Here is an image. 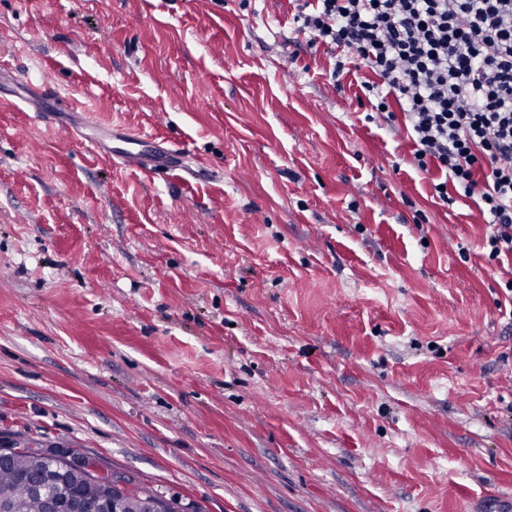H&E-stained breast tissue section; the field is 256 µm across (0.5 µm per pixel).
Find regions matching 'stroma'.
Returning <instances> with one entry per match:
<instances>
[{
    "mask_svg": "<svg viewBox=\"0 0 512 512\" xmlns=\"http://www.w3.org/2000/svg\"><path fill=\"white\" fill-rule=\"evenodd\" d=\"M293 14L0 0V437L207 512H512L486 221ZM115 123L186 169L87 143Z\"/></svg>",
    "mask_w": 512,
    "mask_h": 512,
    "instance_id": "stroma-1",
    "label": "stroma"
}]
</instances>
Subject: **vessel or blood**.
<instances>
[{
  "instance_id": "b4317fda",
  "label": "vessel or blood",
  "mask_w": 512,
  "mask_h": 512,
  "mask_svg": "<svg viewBox=\"0 0 512 512\" xmlns=\"http://www.w3.org/2000/svg\"><path fill=\"white\" fill-rule=\"evenodd\" d=\"M109 136L114 144L112 154L124 167L138 171L165 172L183 167L184 157L181 153L151 142L147 135L131 131L124 125H113Z\"/></svg>"
}]
</instances>
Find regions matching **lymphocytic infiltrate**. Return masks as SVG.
Listing matches in <instances>:
<instances>
[{"instance_id": "1", "label": "lymphocytic infiltrate", "mask_w": 512, "mask_h": 512, "mask_svg": "<svg viewBox=\"0 0 512 512\" xmlns=\"http://www.w3.org/2000/svg\"><path fill=\"white\" fill-rule=\"evenodd\" d=\"M311 45L376 80L365 89L388 121L403 118L419 170L440 171L436 197L473 200L491 231L489 260L512 259V0H295Z\"/></svg>"}]
</instances>
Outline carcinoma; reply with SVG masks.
<instances>
[{
    "label": "carcinoma",
    "mask_w": 512,
    "mask_h": 512,
    "mask_svg": "<svg viewBox=\"0 0 512 512\" xmlns=\"http://www.w3.org/2000/svg\"><path fill=\"white\" fill-rule=\"evenodd\" d=\"M47 462L25 451L13 453L7 460H0V493L7 494L14 501L15 512H45L47 496H36L32 493L33 476L42 472ZM57 495L65 500H110L112 488L106 484L88 487L85 485L83 470L76 468L68 473L65 486L57 491ZM161 492L147 486H133V489L121 501V512H141L144 500L158 497Z\"/></svg>",
    "instance_id": "1"
}]
</instances>
